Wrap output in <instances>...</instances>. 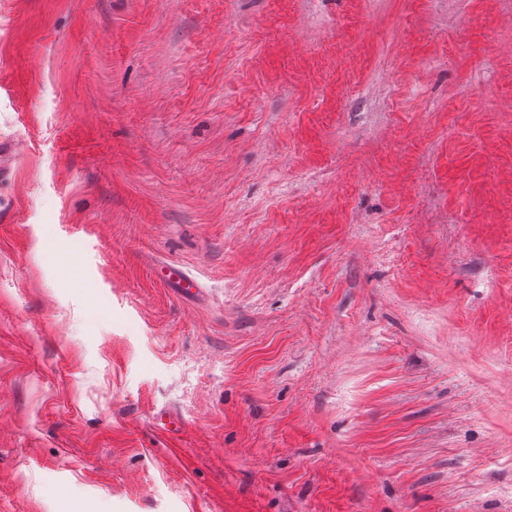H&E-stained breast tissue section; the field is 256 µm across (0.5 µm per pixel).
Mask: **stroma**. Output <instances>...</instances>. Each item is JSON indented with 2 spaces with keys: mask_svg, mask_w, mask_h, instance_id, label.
<instances>
[{
  "mask_svg": "<svg viewBox=\"0 0 512 512\" xmlns=\"http://www.w3.org/2000/svg\"><path fill=\"white\" fill-rule=\"evenodd\" d=\"M0 512H512V0H0ZM163 268L167 269L166 275L161 277L163 282L175 285L184 298L194 297L200 292V284L187 271L176 266H164L161 269Z\"/></svg>",
  "mask_w": 512,
  "mask_h": 512,
  "instance_id": "stroma-1",
  "label": "stroma"
}]
</instances>
